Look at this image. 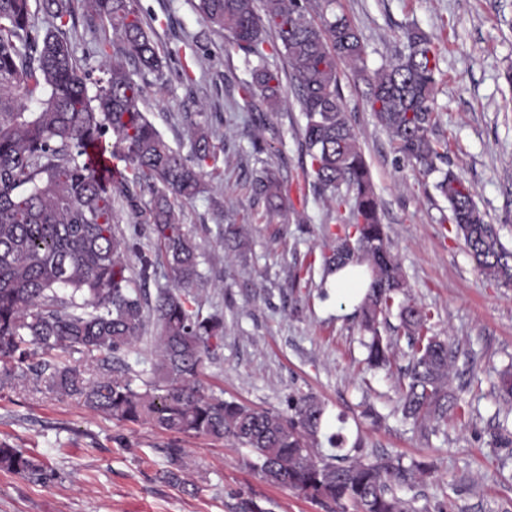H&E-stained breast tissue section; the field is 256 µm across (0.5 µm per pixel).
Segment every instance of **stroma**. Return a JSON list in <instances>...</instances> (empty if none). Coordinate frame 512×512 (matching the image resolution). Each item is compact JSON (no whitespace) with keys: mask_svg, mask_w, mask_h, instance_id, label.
Returning a JSON list of instances; mask_svg holds the SVG:
<instances>
[{"mask_svg":"<svg viewBox=\"0 0 512 512\" xmlns=\"http://www.w3.org/2000/svg\"><path fill=\"white\" fill-rule=\"evenodd\" d=\"M168 65L151 82L142 105L149 121L183 155L191 126L200 124L223 144L204 167V191L177 211L201 253L193 309L224 320V341L199 377L208 391L256 409L284 410L288 395L310 393L325 405L320 457L356 453L428 464L426 475L397 487L412 512H512V429L501 432L496 383L512 363V288L481 276L451 223L447 203L399 158L375 120L365 87L341 71L350 116L375 191L384 229L417 304L429 309L434 333L454 353L450 388L458 405L445 419H404L400 370L410 347L397 316L387 336L391 367L372 371L355 304L323 280V252L337 230L301 170L296 131L303 119L295 97L275 112L239 105L249 74L239 52L197 14L193 0H139ZM364 35L369 68L388 62L415 26L441 46L436 136L448 144V165L469 182L489 223L512 248V0H336ZM190 67L193 83L179 74ZM283 136L280 153H255L265 125ZM279 171L286 208L266 214L251 189L255 169ZM246 234V250L227 246L230 230ZM22 449L57 472L40 484L0 472V512H238L241 500L265 512H327L296 491L251 469L250 449L229 440L164 432L147 422H121L80 399L30 382L0 388V442ZM184 449L183 489L164 482L165 450Z\"/></svg>","mask_w":512,"mask_h":512,"instance_id":"stroma-1","label":"stroma"}]
</instances>
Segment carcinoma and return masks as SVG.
<instances>
[{
	"mask_svg": "<svg viewBox=\"0 0 512 512\" xmlns=\"http://www.w3.org/2000/svg\"><path fill=\"white\" fill-rule=\"evenodd\" d=\"M84 2L121 44L98 42L101 76L88 82L73 47L75 4ZM197 0L195 8L225 51H241L250 80L243 108L275 109L286 89L278 58L289 69L304 124L297 130L304 175L335 211L349 207L324 271L364 268L365 292L355 315L370 334L368 364H391L392 342L380 327L398 310L412 338L401 383L407 419L439 420L456 405L448 385L452 350L430 333V312L407 296V282L381 223L370 170L342 102L339 71L364 81L366 101L394 150L424 175L439 173L435 189L452 214L478 272L512 288V249L477 207L472 186L450 169L446 145L433 138L438 113V45L421 31L378 69L367 66L362 33L322 0ZM44 15L49 25L38 23ZM167 62L143 22L139 0H0V384L43 380L65 396L118 421H146L162 431L228 439L254 454L250 466L278 486L326 505L330 512H408L394 487L409 470L398 459L364 462L347 456L316 459L325 405L312 394L288 396L283 411L258 410L206 393L197 383L205 358L224 339V324L191 306L187 288L200 277L197 245L184 231L176 204L203 192L202 169L216 158L212 133L193 132L194 155L184 156L141 110L145 84L164 81ZM95 91H89L88 85ZM256 200L268 212L282 208L284 180L269 168L256 172ZM146 227L154 256L116 232V212ZM139 263L138 279L130 261ZM161 262L174 288H159L154 304L146 283ZM405 300L396 301L398 295ZM155 335L147 338V315ZM147 341L157 353L161 381L121 363L120 355ZM42 352L45 358H30ZM101 355L105 374L87 378L51 355ZM499 393L512 412V367L499 375ZM165 477L182 483L184 449H166ZM0 471L46 483L56 478L34 458L0 444Z\"/></svg>",
	"mask_w": 512,
	"mask_h": 512,
	"instance_id": "carcinoma-1",
	"label": "carcinoma"
}]
</instances>
